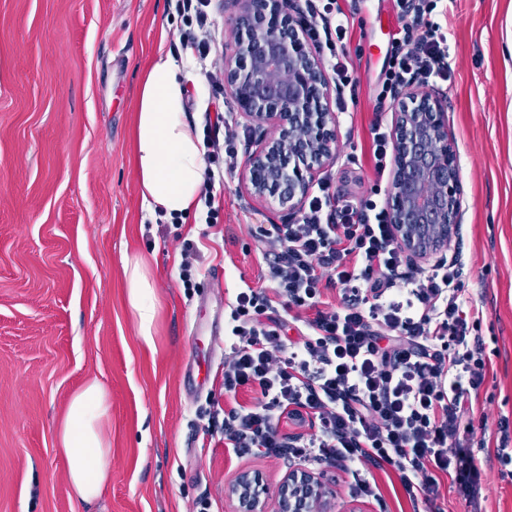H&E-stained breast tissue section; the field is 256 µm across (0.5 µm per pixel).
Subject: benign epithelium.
Wrapping results in <instances>:
<instances>
[{
  "mask_svg": "<svg viewBox=\"0 0 512 512\" xmlns=\"http://www.w3.org/2000/svg\"><path fill=\"white\" fill-rule=\"evenodd\" d=\"M230 2L239 37L233 53L224 55V84L257 134L248 149V190L294 212L315 173L336 158L329 80L316 51L300 36L288 0ZM394 134L387 206L395 241L417 267L448 246L464 214L459 152L448 137L440 93L420 83L401 89ZM265 495L257 473L243 471L228 486L235 512H266ZM334 499L320 477L290 463L276 512H337Z\"/></svg>",
  "mask_w": 512,
  "mask_h": 512,
  "instance_id": "1",
  "label": "benign epithelium"
}]
</instances>
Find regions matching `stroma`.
<instances>
[{"label": "stroma", "instance_id": "obj_1", "mask_svg": "<svg viewBox=\"0 0 512 512\" xmlns=\"http://www.w3.org/2000/svg\"><path fill=\"white\" fill-rule=\"evenodd\" d=\"M391 0H366L349 29L359 79L353 112L336 115L338 158L325 176L340 193L367 197L377 180L369 127H393L377 111L374 86L391 35ZM175 0H0V512H233L225 489L242 471L260 473L275 512L287 471L280 458L234 455L202 441L198 409L250 403L225 397L224 344L214 339L240 283L263 287L258 227L289 223L272 198L252 196L239 156L217 186V223L205 207L186 221L142 208L132 164L136 94L150 59L172 47ZM454 75L448 133L460 154V251L470 295L482 307L487 373L474 422H485L480 512H512V477L496 457L500 422L512 425V0H450ZM188 121L232 106L191 63ZM200 257L180 275L183 240ZM140 258L154 283L157 317L143 340L128 303L125 258ZM223 273L214 280L212 271ZM112 399V475L100 496L75 499L56 426L90 379ZM355 464L322 462L312 472L339 503L363 512H471L449 479L434 505L408 498L388 469L371 474L374 497L353 491Z\"/></svg>", "mask_w": 512, "mask_h": 512}]
</instances>
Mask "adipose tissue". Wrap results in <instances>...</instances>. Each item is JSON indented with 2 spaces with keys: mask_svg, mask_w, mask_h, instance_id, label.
<instances>
[{
  "mask_svg": "<svg viewBox=\"0 0 512 512\" xmlns=\"http://www.w3.org/2000/svg\"><path fill=\"white\" fill-rule=\"evenodd\" d=\"M182 65L169 53L150 63L138 96L133 159L142 206L151 216L185 219L204 182L200 140L184 114ZM128 301L138 333L150 338L156 318L153 284L140 259H125ZM111 398L98 380H90L70 399L58 423L57 444L69 464V480L78 500L98 497L112 474L107 431Z\"/></svg>",
  "mask_w": 512,
  "mask_h": 512,
  "instance_id": "1",
  "label": "adipose tissue"
}]
</instances>
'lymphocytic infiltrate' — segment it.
<instances>
[{"label": "lymphocytic infiltrate", "instance_id": "f902f5d3", "mask_svg": "<svg viewBox=\"0 0 512 512\" xmlns=\"http://www.w3.org/2000/svg\"><path fill=\"white\" fill-rule=\"evenodd\" d=\"M393 34L375 87L377 106L419 81H450L448 27L434 21L439 0H393ZM303 38L335 76L336 104L347 110L358 81L344 42L349 17L339 0H306ZM182 49L206 63L216 45L211 0H177ZM200 199L217 223L213 189L238 156V132L217 115ZM273 292L238 288L224 325V392L256 391V403L225 411L221 425L202 426L229 451L281 454V423L317 431L290 451L301 464L336 459L388 465L411 497L435 492L450 477L460 495L476 498L480 460L471 446V412L487 363L477 332L480 310L463 269L446 258L422 280L405 271L403 251L384 202L344 199L321 182L296 223L261 230ZM338 289L339 305L324 299ZM284 308L287 320L275 319ZM296 325L298 340L280 334Z\"/></svg>", "mask_w": 512, "mask_h": 512}]
</instances>
